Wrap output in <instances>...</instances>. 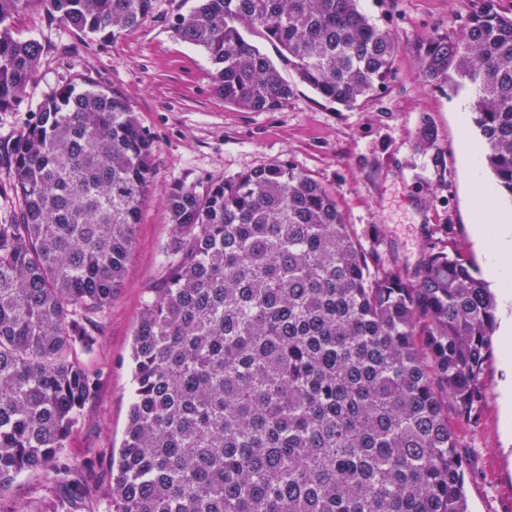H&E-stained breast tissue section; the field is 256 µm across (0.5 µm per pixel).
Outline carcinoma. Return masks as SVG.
I'll use <instances>...</instances> for the list:
<instances>
[{
    "label": "carcinoma",
    "mask_w": 512,
    "mask_h": 512,
    "mask_svg": "<svg viewBox=\"0 0 512 512\" xmlns=\"http://www.w3.org/2000/svg\"><path fill=\"white\" fill-rule=\"evenodd\" d=\"M32 0H0V110L43 53L14 36ZM115 39L154 0H41ZM172 25L201 48L224 102L275 112L293 88L248 41L279 45L296 78L346 107L377 94L399 46L358 0H195ZM421 80L475 94L485 166L512 196V16L478 0L456 35L415 45ZM17 219L0 224V512L43 473L38 512H79L100 462L63 448L91 400L89 352L121 289L153 187L128 98L58 90L11 145ZM168 274L134 330L133 396L108 512H468L454 424L475 422L497 303L449 237L419 260L363 248L333 193L290 162L199 192L169 191Z\"/></svg>",
    "instance_id": "carcinoma-1"
}]
</instances>
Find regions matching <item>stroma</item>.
<instances>
[{"instance_id":"1","label":"stroma","mask_w":512,"mask_h":512,"mask_svg":"<svg viewBox=\"0 0 512 512\" xmlns=\"http://www.w3.org/2000/svg\"><path fill=\"white\" fill-rule=\"evenodd\" d=\"M192 0H155L152 16L118 39L86 35L60 23L40 0L15 16V36L38 40L43 54L34 82L11 108L0 111V224L19 208L7 147L61 86L91 79L126 94L152 145L153 190L136 227L125 266L124 288L97 332L86 364L97 378L85 420L65 454L75 464L108 461L124 437L132 399L130 353L135 326L152 288L166 274L163 247L171 234L166 194L177 185L205 186L277 161L292 162L329 188L347 223L366 249L398 264L422 254L427 224L448 225L453 240L488 278L490 251L472 234L482 184L494 203L512 215V199L495 190L488 171L472 177L464 144H479L468 86L436 88L419 76L412 46L420 36L448 30L465 19L476 0H359L361 10L399 44L394 72L378 98L346 108L329 103L297 82L277 47L252 40L291 82L293 95L275 112H248L226 104L211 78L204 51L174 36L172 24ZM429 120L443 153L419 148L422 120ZM501 334L484 370V412L458 426L466 461L469 512H512V354Z\"/></svg>"}]
</instances>
